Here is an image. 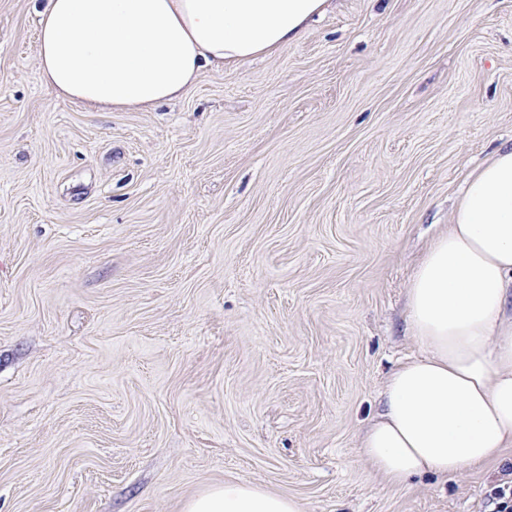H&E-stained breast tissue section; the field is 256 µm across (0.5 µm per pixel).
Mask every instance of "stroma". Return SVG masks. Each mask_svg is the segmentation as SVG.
Here are the masks:
<instances>
[{
	"instance_id": "35a3bbf8",
	"label": "stroma",
	"mask_w": 512,
	"mask_h": 512,
	"mask_svg": "<svg viewBox=\"0 0 512 512\" xmlns=\"http://www.w3.org/2000/svg\"><path fill=\"white\" fill-rule=\"evenodd\" d=\"M0 0V512H494L503 462L384 486L412 273L512 140V0H331L183 98L94 112ZM183 512H302V508L293 497L243 482H225L188 499Z\"/></svg>"
}]
</instances>
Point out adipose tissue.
Returning a JSON list of instances; mask_svg holds the SVG:
<instances>
[{"label":"adipose tissue","mask_w":512,"mask_h":512,"mask_svg":"<svg viewBox=\"0 0 512 512\" xmlns=\"http://www.w3.org/2000/svg\"><path fill=\"white\" fill-rule=\"evenodd\" d=\"M326 0H44L38 62L57 96L101 112L185 96L216 63L288 45ZM422 352L389 377L361 448L386 486L445 479L512 447V143L462 189L407 290ZM183 512H302L293 497L228 482Z\"/></svg>","instance_id":"ef3b65f1"}]
</instances>
